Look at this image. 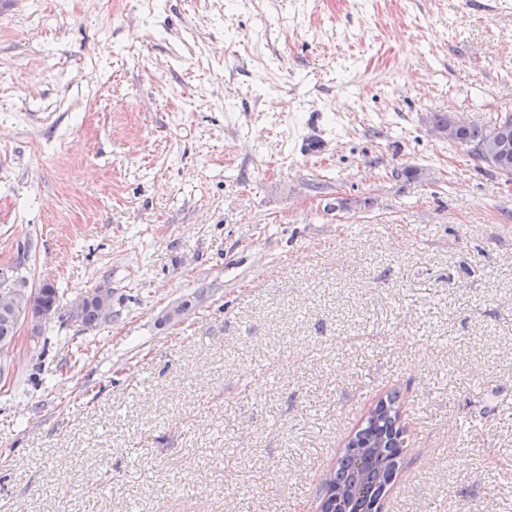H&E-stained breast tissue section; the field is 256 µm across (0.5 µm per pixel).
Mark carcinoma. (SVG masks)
<instances>
[{
    "label": "carcinoma",
    "instance_id": "1",
    "mask_svg": "<svg viewBox=\"0 0 512 512\" xmlns=\"http://www.w3.org/2000/svg\"><path fill=\"white\" fill-rule=\"evenodd\" d=\"M431 130L439 136L453 130L451 143L466 146L483 161V149L488 147L492 130L509 134V152L512 153V109H506L489 124L462 122L454 113L434 112L430 116ZM37 304L54 308L57 291L45 284L35 292ZM110 301L92 300L81 316L85 327L95 326L106 318ZM390 398L379 401L365 418L363 426L346 444L336 466L329 469L319 484L320 505L326 506L337 493L343 492L345 506L341 512H381V500L390 488L404 451L400 413Z\"/></svg>",
    "mask_w": 512,
    "mask_h": 512
}]
</instances>
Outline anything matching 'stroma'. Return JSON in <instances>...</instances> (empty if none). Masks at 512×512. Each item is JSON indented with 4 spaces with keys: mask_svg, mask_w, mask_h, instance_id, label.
<instances>
[{
    "mask_svg": "<svg viewBox=\"0 0 512 512\" xmlns=\"http://www.w3.org/2000/svg\"><path fill=\"white\" fill-rule=\"evenodd\" d=\"M21 3L0 289L58 297L0 354V512H317L394 390L382 512H512V178L428 122L512 107V0ZM109 289L106 288H97L93 293L80 297L71 308V314L73 318L77 319L78 315L83 313L79 317L78 321L85 327L95 326L101 321L105 319L107 310L110 307V299L105 302L97 301L96 299L92 300L88 303L93 297H97L100 300H103L108 294ZM88 303V304H87ZM87 304V305H86ZM86 305V306H85Z\"/></svg>",
    "mask_w": 512,
    "mask_h": 512,
    "instance_id": "1",
    "label": "stroma"
}]
</instances>
